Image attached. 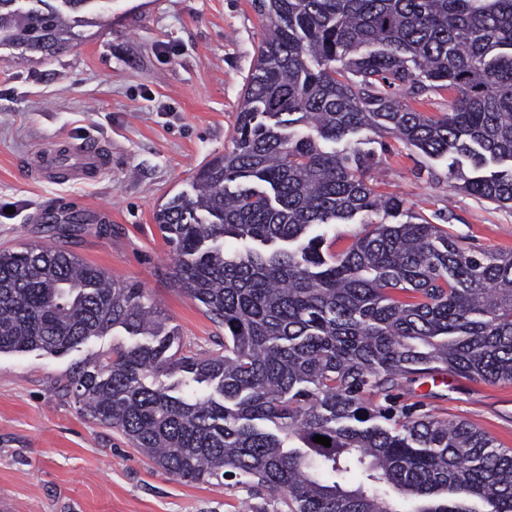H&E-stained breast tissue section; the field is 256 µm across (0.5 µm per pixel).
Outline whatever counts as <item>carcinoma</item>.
I'll list each match as a JSON object with an SVG mask.
<instances>
[{
	"mask_svg": "<svg viewBox=\"0 0 512 512\" xmlns=\"http://www.w3.org/2000/svg\"><path fill=\"white\" fill-rule=\"evenodd\" d=\"M40 2L0 0V46L58 54L87 11L111 10ZM252 5L267 33L232 148L154 212L175 283L224 327V353L173 349L144 289L41 245L0 249V353L135 337L75 367L61 392L188 483L234 474L288 512H512L511 450L370 400L440 367L512 384V253L465 248L421 215L369 219L404 210L367 180L375 153L320 145L392 134L448 158L469 195L512 207V0ZM443 90L448 111L414 107ZM356 222L336 254L310 235Z\"/></svg>",
	"mask_w": 512,
	"mask_h": 512,
	"instance_id": "1",
	"label": "carcinoma"
}]
</instances>
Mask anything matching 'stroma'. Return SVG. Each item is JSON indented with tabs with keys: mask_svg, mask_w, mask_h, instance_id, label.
<instances>
[{
	"mask_svg": "<svg viewBox=\"0 0 512 512\" xmlns=\"http://www.w3.org/2000/svg\"><path fill=\"white\" fill-rule=\"evenodd\" d=\"M265 23L251 0H112L86 38L57 57L0 47V249L58 243L161 305L183 350L220 352L224 331L173 280L174 260L153 220L190 190L193 175L231 148ZM95 137L111 151L98 175L44 177V146ZM350 145L376 150V191L407 214L442 225L464 247L512 251V210L478 200L431 158L364 130ZM87 216L69 236L48 212ZM122 329L62 356L0 354V502L10 512H284L279 495L240 478L192 484L162 470L91 421L60 380L81 362L131 344ZM398 406L473 425L512 448V384L450 372L403 382Z\"/></svg>",
	"mask_w": 512,
	"mask_h": 512,
	"instance_id": "1",
	"label": "stroma"
}]
</instances>
